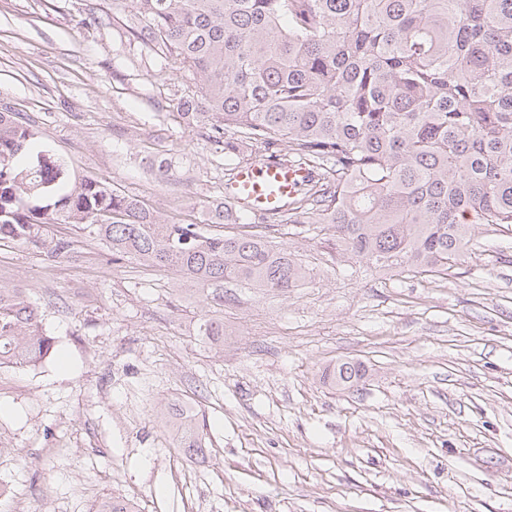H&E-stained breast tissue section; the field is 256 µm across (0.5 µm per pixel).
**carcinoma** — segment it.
Segmentation results:
<instances>
[{"mask_svg":"<svg viewBox=\"0 0 512 512\" xmlns=\"http://www.w3.org/2000/svg\"><path fill=\"white\" fill-rule=\"evenodd\" d=\"M130 40L192 76L179 100L189 122L234 157L303 164L312 177L288 214L328 224L336 254L380 270L446 274L477 224L512 226V0H135ZM99 215L106 216L101 223ZM224 203L200 224L171 223L136 197L73 177L38 145L21 113L0 108V244L57 261L70 224L120 260L176 272L189 290L240 282L286 293L306 268L266 232L236 223ZM200 336L224 335L208 315ZM55 346L22 289L0 282V366L45 362ZM361 364L332 382L352 387ZM179 448L206 455L198 413L169 402ZM95 512H137L123 496Z\"/></svg>","mask_w":512,"mask_h":512,"instance_id":"1","label":"carcinoma"}]
</instances>
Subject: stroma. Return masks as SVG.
<instances>
[{
  "label": "stroma",
  "instance_id": "35a3bbf8",
  "mask_svg": "<svg viewBox=\"0 0 512 512\" xmlns=\"http://www.w3.org/2000/svg\"><path fill=\"white\" fill-rule=\"evenodd\" d=\"M0 0V106L25 113L72 174L202 224L232 160L177 115L189 74L129 41L133 0ZM164 161L158 180L150 166ZM320 224L279 225L300 287L192 296L174 274L112 261L76 233L50 262L0 246L55 339L52 358L0 369L6 512H512V230L476 226L448 275H391L337 257ZM224 336L198 335L202 315ZM363 362L343 389L325 370ZM199 413L205 459L159 415Z\"/></svg>",
  "mask_w": 512,
  "mask_h": 512
}]
</instances>
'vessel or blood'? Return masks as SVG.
Here are the masks:
<instances>
[{
    "label": "vessel or blood",
    "mask_w": 512,
    "mask_h": 512,
    "mask_svg": "<svg viewBox=\"0 0 512 512\" xmlns=\"http://www.w3.org/2000/svg\"><path fill=\"white\" fill-rule=\"evenodd\" d=\"M309 178L305 166L255 160L237 167L224 185V199L238 213L284 211Z\"/></svg>",
    "instance_id": "1"
}]
</instances>
